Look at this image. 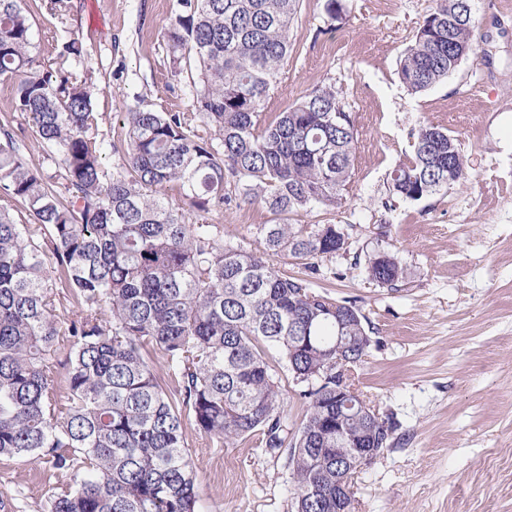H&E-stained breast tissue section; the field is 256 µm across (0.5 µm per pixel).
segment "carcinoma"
Instances as JSON below:
<instances>
[{
  "mask_svg": "<svg viewBox=\"0 0 512 512\" xmlns=\"http://www.w3.org/2000/svg\"><path fill=\"white\" fill-rule=\"evenodd\" d=\"M300 2L174 0L161 37L188 104L127 112L107 141L93 83L73 70L80 34L64 37L47 64L32 53L35 14L62 16L67 0H0V83L14 109L0 121V457L70 475L49 489L47 512H195L189 427L221 447L259 437L285 459L302 512H336V477L349 489L365 467L310 455L336 447V405L352 404L346 443L367 425L365 398L355 390L336 399L326 370L338 353L354 366L368 349L351 344L364 325H338L336 300L312 288L318 260L341 246L337 226L290 222L341 204L357 129L332 85L314 86L269 122L261 111L294 53ZM434 2L399 63L412 94L474 50V0ZM17 112L62 182L28 162L11 128ZM468 177L458 139L422 125L388 190L418 201ZM238 198L272 215L257 225L254 249L225 242L221 224L189 221ZM279 257L305 276L281 272ZM367 273L382 287L405 278L386 251L369 256ZM270 347L307 404L296 427Z\"/></svg>",
  "mask_w": 512,
  "mask_h": 512,
  "instance_id": "1",
  "label": "carcinoma"
}]
</instances>
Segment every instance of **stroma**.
Returning a JSON list of instances; mask_svg holds the SVG:
<instances>
[{
    "label": "stroma",
    "instance_id": "1",
    "mask_svg": "<svg viewBox=\"0 0 512 512\" xmlns=\"http://www.w3.org/2000/svg\"><path fill=\"white\" fill-rule=\"evenodd\" d=\"M304 0L291 35L297 51L263 103L267 119L307 89L334 84L358 130L351 186L331 213L299 224H334L346 252L322 259L314 287L348 300L372 340L356 385L393 417L391 446L355 475L354 512H512V0H476L474 51L448 79L411 94L398 77L434 0ZM172 0H68L64 17L34 18L39 56L52 34L78 31L75 69L95 84L99 132L111 138L136 107L184 110L161 30ZM455 135L471 178L419 201L390 200L391 170L412 150L421 124ZM270 218L231 206L191 221L220 224L225 240L255 248ZM408 270L398 287L369 280L374 251ZM187 442L197 465V512H291L292 476L255 442ZM44 464L0 458V512H45Z\"/></svg>",
    "mask_w": 512,
    "mask_h": 512
}]
</instances>
